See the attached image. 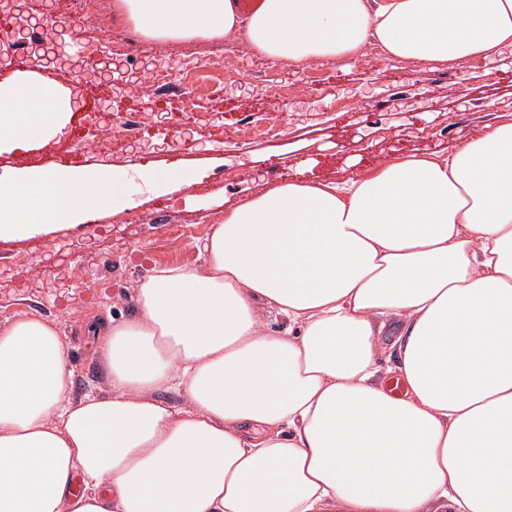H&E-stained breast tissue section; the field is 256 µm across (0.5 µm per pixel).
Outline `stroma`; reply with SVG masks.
Instances as JSON below:
<instances>
[{
    "mask_svg": "<svg viewBox=\"0 0 512 512\" xmlns=\"http://www.w3.org/2000/svg\"><path fill=\"white\" fill-rule=\"evenodd\" d=\"M125 37L132 43L121 57L124 73L152 69L196 94L180 115L160 103L153 83H139L129 99L142 116L157 118L160 135L140 151L126 135H113L111 159L95 167L133 179L148 166L161 173L176 167L190 182L135 192L133 208L101 209L84 223L5 241L0 252V322L34 312L56 325L68 347L74 400L109 390L99 321L132 314L138 283L152 268L197 264L194 239L222 221L225 209L298 171L313 183H340L387 161L448 152L512 110V67L480 57L450 66L382 56L301 67L274 60L261 71L258 56L237 39L220 58L207 39L173 40L158 53L134 26L97 31L104 44ZM96 110L85 101L62 135L0 154V176L34 165L55 170L54 153L95 127ZM133 214L142 223H129Z\"/></svg>",
    "mask_w": 512,
    "mask_h": 512,
    "instance_id": "obj_1",
    "label": "stroma"
}]
</instances>
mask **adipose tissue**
Segmentation results:
<instances>
[{
	"label": "adipose tissue",
	"mask_w": 512,
	"mask_h": 512,
	"mask_svg": "<svg viewBox=\"0 0 512 512\" xmlns=\"http://www.w3.org/2000/svg\"><path fill=\"white\" fill-rule=\"evenodd\" d=\"M112 7L151 39L296 65L512 47V0ZM30 81H0V152L61 135L76 105ZM130 202L113 173L21 176L0 182V239ZM197 248L105 324L108 393L70 398L54 323L0 324V512H512V120L342 184L288 180Z\"/></svg>",
	"instance_id": "1"
}]
</instances>
